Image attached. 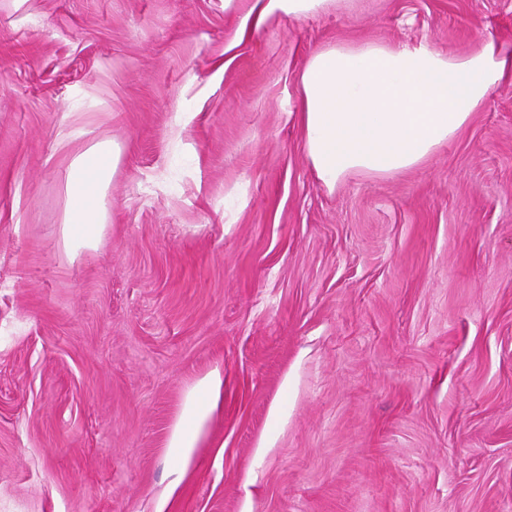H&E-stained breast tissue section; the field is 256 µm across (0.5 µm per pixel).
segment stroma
Masks as SVG:
<instances>
[{"label": "stroma", "instance_id": "35a3bbf8", "mask_svg": "<svg viewBox=\"0 0 512 512\" xmlns=\"http://www.w3.org/2000/svg\"><path fill=\"white\" fill-rule=\"evenodd\" d=\"M252 5L0 0V512H512V84L332 189L300 122L314 50L463 55L512 40V0ZM103 140L74 257L67 173ZM334 0H254L253 11L257 19H262L271 9L279 8L297 19L321 8L326 2ZM120 161V149L98 142L71 163L66 181L62 236L72 256L93 249L106 226L105 192ZM224 381L216 371L201 379L186 399L170 432L167 448L178 459H186L191 448H196L204 427L217 408Z\"/></svg>", "mask_w": 512, "mask_h": 512}]
</instances>
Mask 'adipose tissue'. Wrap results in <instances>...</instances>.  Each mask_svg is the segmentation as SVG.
Wrapping results in <instances>:
<instances>
[{
	"label": "adipose tissue",
	"instance_id": "adipose-tissue-1",
	"mask_svg": "<svg viewBox=\"0 0 512 512\" xmlns=\"http://www.w3.org/2000/svg\"><path fill=\"white\" fill-rule=\"evenodd\" d=\"M507 82H512V41H483L462 57L424 44L315 51L300 75L307 157L329 187L351 173L407 170L448 142ZM119 161V147L108 141L72 161L62 224L71 255L99 243L105 192ZM223 384L215 372L192 390L168 438L173 457L187 458L196 447Z\"/></svg>",
	"mask_w": 512,
	"mask_h": 512
}]
</instances>
